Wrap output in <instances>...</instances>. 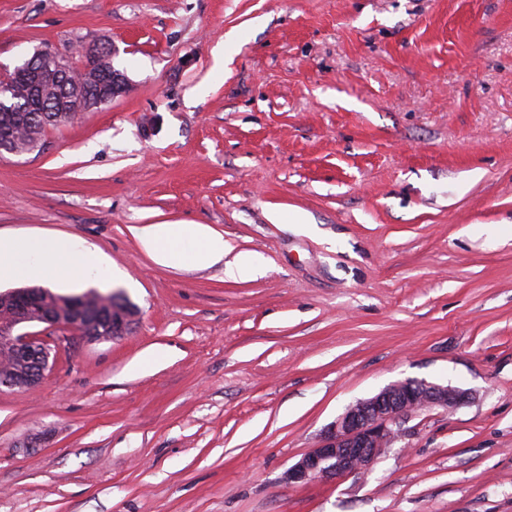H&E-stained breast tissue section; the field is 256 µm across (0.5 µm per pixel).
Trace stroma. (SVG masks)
<instances>
[{"label": "stroma", "mask_w": 512, "mask_h": 512, "mask_svg": "<svg viewBox=\"0 0 512 512\" xmlns=\"http://www.w3.org/2000/svg\"><path fill=\"white\" fill-rule=\"evenodd\" d=\"M92 43L129 89L0 154V232L96 247L135 324L0 387V512H512V0H0V70ZM169 222L223 260L156 264ZM406 379L471 398L285 480ZM145 252L159 265H214L224 258V237L206 224H145L132 228Z\"/></svg>", "instance_id": "1"}]
</instances>
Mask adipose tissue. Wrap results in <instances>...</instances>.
<instances>
[{
    "mask_svg": "<svg viewBox=\"0 0 512 512\" xmlns=\"http://www.w3.org/2000/svg\"><path fill=\"white\" fill-rule=\"evenodd\" d=\"M132 232L159 265L190 262L214 265L224 258V238L205 224H145ZM111 264L99 252L67 234L13 236L0 233V281L37 280L46 284L109 282Z\"/></svg>",
    "mask_w": 512,
    "mask_h": 512,
    "instance_id": "ef3b65f1",
    "label": "adipose tissue"
}]
</instances>
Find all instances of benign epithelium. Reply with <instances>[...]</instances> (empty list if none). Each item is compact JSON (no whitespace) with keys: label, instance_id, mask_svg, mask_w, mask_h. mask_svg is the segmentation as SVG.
Listing matches in <instances>:
<instances>
[{"label":"benign epithelium","instance_id":"benign-epithelium-1","mask_svg":"<svg viewBox=\"0 0 512 512\" xmlns=\"http://www.w3.org/2000/svg\"><path fill=\"white\" fill-rule=\"evenodd\" d=\"M85 62L78 83L68 80L69 57L53 49H43L23 66L35 74L34 97L56 103L55 111L75 117L126 93L124 76L108 74L107 57L97 45L84 48ZM0 308L9 318L0 322V345L9 349L15 367L6 372L0 385L34 389L45 380L54 364L47 340L33 332L15 329L33 323L67 326L90 340H116L129 332L132 318L119 315L108 320L87 321L84 297H67L40 288H18L0 292ZM470 393L459 388L423 380H405L388 385L376 395L357 401L329 428L319 444L288 468L290 484L334 480L367 472L382 452L398 438L400 421L409 413L427 406L453 409L465 404Z\"/></svg>","mask_w":512,"mask_h":512}]
</instances>
